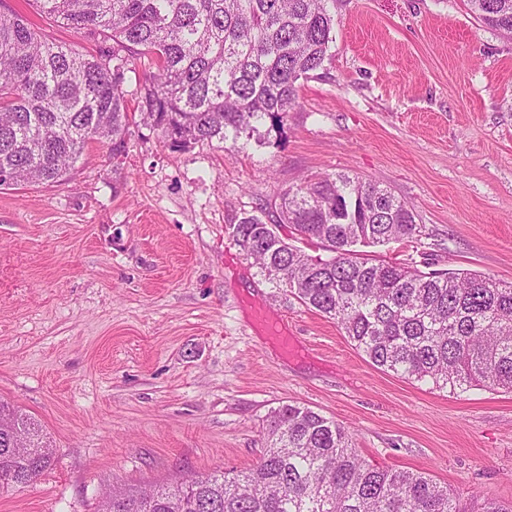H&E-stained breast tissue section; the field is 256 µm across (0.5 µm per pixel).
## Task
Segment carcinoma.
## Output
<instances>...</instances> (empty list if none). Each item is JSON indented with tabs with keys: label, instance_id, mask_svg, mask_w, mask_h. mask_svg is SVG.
I'll return each mask as SVG.
<instances>
[{
	"label": "carcinoma",
	"instance_id": "obj_1",
	"mask_svg": "<svg viewBox=\"0 0 512 512\" xmlns=\"http://www.w3.org/2000/svg\"><path fill=\"white\" fill-rule=\"evenodd\" d=\"M40 13L112 47L82 53L48 41L23 16L0 10V187L63 180L91 140L112 158L132 123L124 84L137 59L140 122L165 146L265 139L281 130L299 81L320 70L334 42L332 0H34ZM485 26L512 39V0H468ZM319 241L312 256L288 242ZM421 232L406 202L378 182L345 173L283 190L267 218L232 227L244 256L308 309L336 321L376 367L439 389L512 390V282L424 272L357 256ZM41 445L24 461L0 439V488L28 484L53 449L29 415L0 401V424ZM97 512H460L448 488L423 472L371 464L344 427L309 407L270 415L266 448L251 468L194 475L132 492L114 488Z\"/></svg>",
	"mask_w": 512,
	"mask_h": 512
}]
</instances>
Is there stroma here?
Returning a JSON list of instances; mask_svg holds the SVG:
<instances>
[{"label":"stroma","mask_w":512,"mask_h":512,"mask_svg":"<svg viewBox=\"0 0 512 512\" xmlns=\"http://www.w3.org/2000/svg\"><path fill=\"white\" fill-rule=\"evenodd\" d=\"M47 37L98 46L0 0ZM336 41L281 132L173 151L131 129L66 179L0 187V398L54 448L0 512H94L105 487L252 467L272 410L310 407L370 462L429 474L462 512L512 502V391L449 393L373 366L273 287L231 235L306 177L389 186L419 237L369 258L512 282V41L467 0H335ZM263 307L296 346L253 316Z\"/></svg>","instance_id":"35a3bbf8"}]
</instances>
